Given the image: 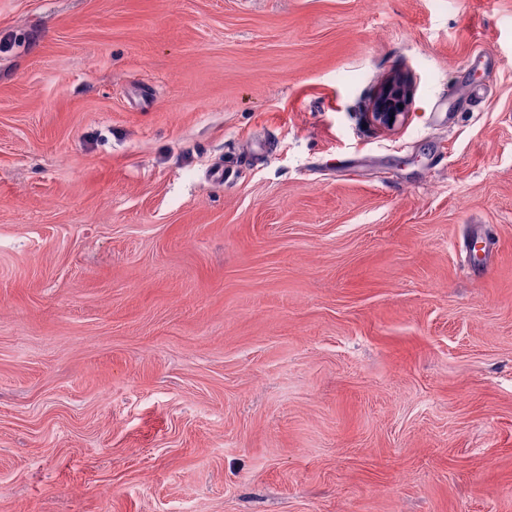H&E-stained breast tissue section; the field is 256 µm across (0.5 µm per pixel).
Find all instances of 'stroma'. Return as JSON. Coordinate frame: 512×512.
Segmentation results:
<instances>
[{"label":"stroma","instance_id":"35a3bbf8","mask_svg":"<svg viewBox=\"0 0 512 512\" xmlns=\"http://www.w3.org/2000/svg\"><path fill=\"white\" fill-rule=\"evenodd\" d=\"M0 512H512V0H0ZM412 102L410 82L402 76H393L381 83L370 106V119L379 126L392 128L405 119ZM402 104V108H399ZM394 117V120H391Z\"/></svg>","mask_w":512,"mask_h":512}]
</instances>
